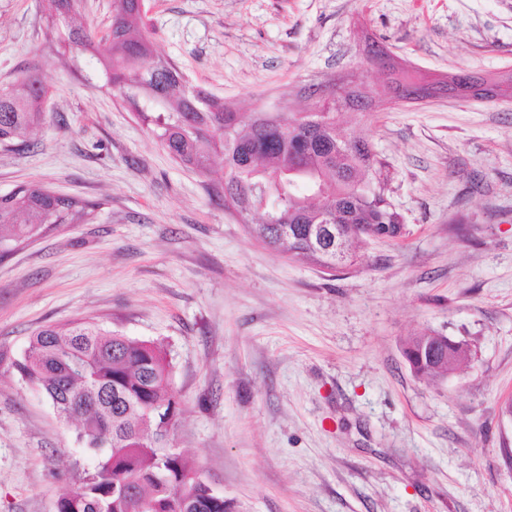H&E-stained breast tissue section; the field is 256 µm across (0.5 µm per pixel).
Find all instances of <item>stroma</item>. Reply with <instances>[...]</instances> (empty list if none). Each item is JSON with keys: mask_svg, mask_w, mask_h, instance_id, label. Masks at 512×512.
Wrapping results in <instances>:
<instances>
[{"mask_svg": "<svg viewBox=\"0 0 512 512\" xmlns=\"http://www.w3.org/2000/svg\"><path fill=\"white\" fill-rule=\"evenodd\" d=\"M157 52L238 112L320 111L363 138L402 217L327 273L250 236L176 162L102 67L48 19L0 0V86L37 75L45 117L0 148V195L38 181L93 204L0 255V512H55L97 460L13 360L74 319L162 343L181 411L170 444L227 512H512V100H398L384 47L433 80L512 78V0H144ZM469 347L415 376L406 339Z\"/></svg>", "mask_w": 512, "mask_h": 512, "instance_id": "obj_1", "label": "stroma"}]
</instances>
